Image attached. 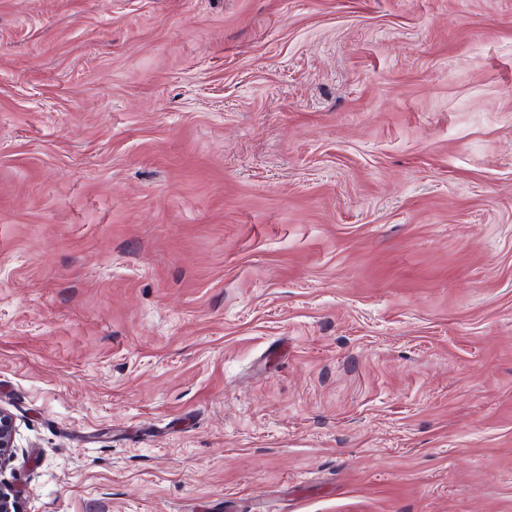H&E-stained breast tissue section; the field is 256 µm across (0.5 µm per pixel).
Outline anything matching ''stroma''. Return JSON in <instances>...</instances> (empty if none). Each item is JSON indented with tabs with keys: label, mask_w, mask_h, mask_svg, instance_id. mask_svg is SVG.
<instances>
[{
	"label": "stroma",
	"mask_w": 512,
	"mask_h": 512,
	"mask_svg": "<svg viewBox=\"0 0 512 512\" xmlns=\"http://www.w3.org/2000/svg\"><path fill=\"white\" fill-rule=\"evenodd\" d=\"M22 512H512V0H0Z\"/></svg>",
	"instance_id": "35a3bbf8"
}]
</instances>
